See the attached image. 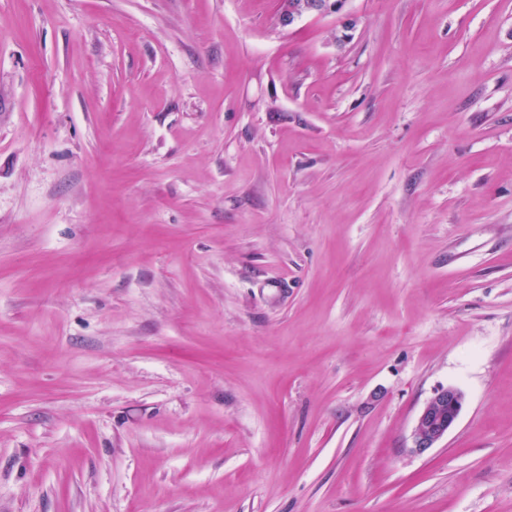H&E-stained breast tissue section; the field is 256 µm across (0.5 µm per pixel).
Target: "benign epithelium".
Returning <instances> with one entry per match:
<instances>
[{
  "label": "benign epithelium",
  "mask_w": 512,
  "mask_h": 512,
  "mask_svg": "<svg viewBox=\"0 0 512 512\" xmlns=\"http://www.w3.org/2000/svg\"><path fill=\"white\" fill-rule=\"evenodd\" d=\"M345 0H295L280 8L278 20L283 27H291L304 16L339 17L341 27L352 31L356 21L343 12ZM465 404L464 394L451 386L434 392L421 409L412 431L411 449L423 454L435 447L456 425Z\"/></svg>",
  "instance_id": "benign-epithelium-1"
}]
</instances>
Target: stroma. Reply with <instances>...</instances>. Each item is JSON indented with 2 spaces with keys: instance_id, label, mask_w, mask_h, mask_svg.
Returning a JSON list of instances; mask_svg holds the SVG:
<instances>
[{
  "instance_id": "obj_1",
  "label": "stroma",
  "mask_w": 512,
  "mask_h": 512,
  "mask_svg": "<svg viewBox=\"0 0 512 512\" xmlns=\"http://www.w3.org/2000/svg\"><path fill=\"white\" fill-rule=\"evenodd\" d=\"M279 4L0 0V512H512V0ZM345 0H301V2L288 3L282 6L278 16L282 27H291L303 16L324 17L336 15L339 17L344 31H352L356 27V21L348 14L343 13ZM464 404L465 396L457 388L448 386L434 392L417 417L412 451L423 454L444 439L456 425Z\"/></svg>"
}]
</instances>
